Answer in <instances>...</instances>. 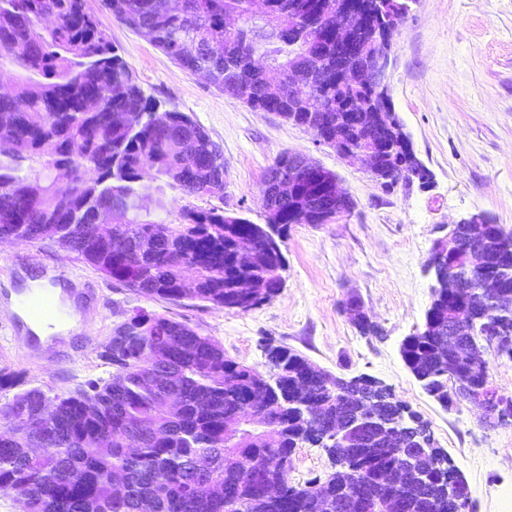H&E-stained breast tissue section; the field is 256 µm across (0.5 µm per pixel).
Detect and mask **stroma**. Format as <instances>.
<instances>
[{
    "mask_svg": "<svg viewBox=\"0 0 512 512\" xmlns=\"http://www.w3.org/2000/svg\"><path fill=\"white\" fill-rule=\"evenodd\" d=\"M88 5L146 94L187 113L223 150L224 191L197 199L198 207L262 223L264 174L286 152L333 172L354 207L330 224L289 225L284 284L248 312L147 302L56 245L0 242V370L20 374L24 388L56 394L109 378L104 343L127 310L143 305L215 337L226 356L248 366L264 368L265 347L273 343L331 373L378 379L427 422L436 446L465 477L472 512H512V421L490 428L475 404L443 408L399 352L424 321L432 284L426 263L449 224L481 213L512 232V0H414L394 36L387 82L432 180L390 191L364 167L317 145L312 130L252 111L181 69L101 0ZM59 266L71 272L67 287L79 292L80 332L44 348L15 340L9 326L18 305L10 293H23L27 279ZM352 301L378 334L358 331L347 311ZM330 470L323 448L306 444L294 451L290 479L301 484Z\"/></svg>",
    "mask_w": 512,
    "mask_h": 512,
    "instance_id": "stroma-1",
    "label": "stroma"
}]
</instances>
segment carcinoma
<instances>
[{
	"instance_id": "cac0c4a2",
	"label": "carcinoma",
	"mask_w": 512,
	"mask_h": 512,
	"mask_svg": "<svg viewBox=\"0 0 512 512\" xmlns=\"http://www.w3.org/2000/svg\"><path fill=\"white\" fill-rule=\"evenodd\" d=\"M119 22L145 35L180 68L204 72L220 92H231L255 112H273L295 125L312 118L336 131V113L349 112L348 137L356 148L369 147L380 131L378 112H392V99L375 97L357 74L363 61L336 56L316 25L336 19V0H102ZM380 16V24L395 27L403 20L404 0H362ZM241 19L237 35L225 33L224 19ZM297 18L296 33L285 40L288 16ZM266 56L269 68L288 74L319 58L321 67L307 89L293 97L272 94L270 80L252 74L246 54ZM16 72L12 93L0 95V141L11 142L0 154V237L19 235L43 242V225L54 228L57 243L99 271L148 300L191 301L214 307L245 306L250 293L277 295L286 268L283 251L264 265H250L236 253V242L250 238L262 245L269 229L222 209H201L192 200L210 195L209 181L224 180V153L203 128L177 109L160 111L147 96L86 0H0V70ZM135 112L129 124L123 115ZM152 161V174L176 185L185 204L179 222L152 218L148 196L140 191L141 162ZM406 155H384L382 176L398 181ZM300 175L295 154L278 157L262 186L263 204L282 216L283 230L319 214L336 210V198L314 195L295 201L281 194L282 176ZM117 199L112 237H96L90 226L96 211ZM461 244L483 237L478 226L457 228ZM153 239L147 252L139 239ZM499 259L468 268V286L499 274L497 266H512V236L496 242ZM193 263L188 279L183 265ZM252 288L236 287L240 276ZM449 302L436 296L425 313L424 326L405 337L400 353L405 365L437 384L444 380L436 351L443 337L427 331L436 321L448 323ZM101 357L112 364V376L90 382L88 388L55 395L56 411L47 443L38 460L25 449L35 446L32 427L39 420L46 392L26 389L0 405V492L23 498L25 512H141L149 499L154 512H316L304 485L290 481L292 457L305 444L306 428L323 433L336 419L356 411L331 382L310 377L311 392L325 405L312 424L307 416L284 404L280 388L304 380L307 359L282 347L275 379L224 354L213 337L164 314L135 307L117 325ZM160 368L178 389L179 406H162L164 389L145 383ZM277 405L268 423L282 436L280 446L258 429L234 437L227 426L250 401ZM135 430L143 443L137 455L127 454L124 435ZM264 457L271 468L259 477L249 472L251 461ZM396 450L373 446L349 458L353 481L313 487L339 505L338 512H355V497L369 490L375 473L398 463ZM126 478L125 492L114 493L111 476ZM279 483L282 494L266 499L261 478ZM443 484L411 480L403 490L401 512H459L443 505Z\"/></svg>"
}]
</instances>
